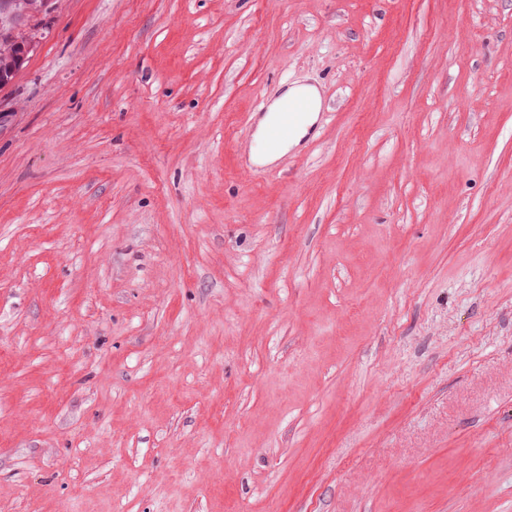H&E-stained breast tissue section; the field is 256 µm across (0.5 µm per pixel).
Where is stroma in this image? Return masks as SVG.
<instances>
[{"label": "stroma", "instance_id": "stroma-1", "mask_svg": "<svg viewBox=\"0 0 512 512\" xmlns=\"http://www.w3.org/2000/svg\"><path fill=\"white\" fill-rule=\"evenodd\" d=\"M0 87V512H512V0H48ZM320 85V138L245 173ZM320 93V102L313 92L303 89L292 94L282 96L274 108V112H263L258 121L252 126V139L258 143V151L251 152V164L246 172L268 171L273 160L285 152L280 148L293 142L298 132L305 127L306 133L295 144L306 143L319 132L323 116V100ZM318 109V112H315ZM271 114V118L263 122ZM311 121L307 124V122Z\"/></svg>", "mask_w": 512, "mask_h": 512}]
</instances>
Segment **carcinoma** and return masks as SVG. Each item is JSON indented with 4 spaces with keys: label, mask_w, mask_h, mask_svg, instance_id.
Segmentation results:
<instances>
[{
    "label": "carcinoma",
    "mask_w": 512,
    "mask_h": 512,
    "mask_svg": "<svg viewBox=\"0 0 512 512\" xmlns=\"http://www.w3.org/2000/svg\"><path fill=\"white\" fill-rule=\"evenodd\" d=\"M42 6V0H0V82L11 81L29 54L20 26Z\"/></svg>",
    "instance_id": "carcinoma-1"
}]
</instances>
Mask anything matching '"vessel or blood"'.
<instances>
[{"mask_svg":"<svg viewBox=\"0 0 512 512\" xmlns=\"http://www.w3.org/2000/svg\"><path fill=\"white\" fill-rule=\"evenodd\" d=\"M322 107V102L307 89L282 96L270 119L255 122L252 127V139L258 149L251 154L250 171L270 170L273 160L280 157L282 146L293 142L297 135L313 139L320 128Z\"/></svg>","mask_w":512,"mask_h":512,"instance_id":"vessel-or-blood-1","label":"vessel or blood"}]
</instances>
